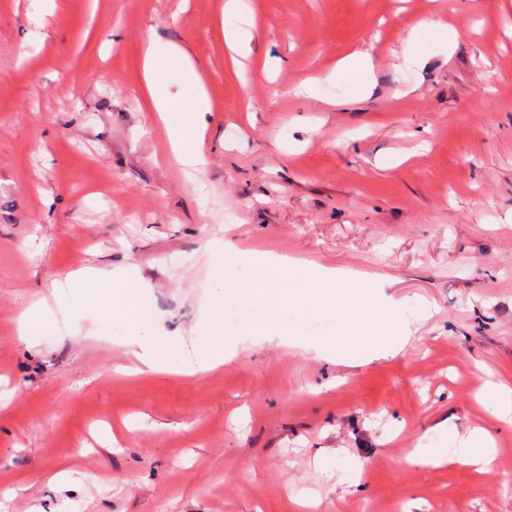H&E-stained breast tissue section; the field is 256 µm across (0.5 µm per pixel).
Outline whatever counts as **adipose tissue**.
Listing matches in <instances>:
<instances>
[{
    "mask_svg": "<svg viewBox=\"0 0 512 512\" xmlns=\"http://www.w3.org/2000/svg\"><path fill=\"white\" fill-rule=\"evenodd\" d=\"M164 63H173L179 68L184 85V92L179 97H171L154 79L155 69ZM144 71L151 109L162 119L175 154L184 165H202L204 158L200 151V138L207 127L209 102L194 61L179 46L154 39L144 53ZM74 277L81 283L89 280L106 282L109 297L119 298L123 315L142 335L140 349L134 354L140 372L163 371L167 362L166 344L161 337L154 335L156 316L142 303L141 287L130 274L113 275L84 268L76 271ZM496 458V443L481 428L472 429L460 448L454 451L418 448L410 456L411 462L416 464L437 466L450 462L472 466L481 472L488 471Z\"/></svg>",
    "mask_w": 512,
    "mask_h": 512,
    "instance_id": "1",
    "label": "adipose tissue"
}]
</instances>
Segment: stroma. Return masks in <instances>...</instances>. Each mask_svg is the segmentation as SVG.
<instances>
[{"label": "stroma", "mask_w": 512, "mask_h": 512, "mask_svg": "<svg viewBox=\"0 0 512 512\" xmlns=\"http://www.w3.org/2000/svg\"><path fill=\"white\" fill-rule=\"evenodd\" d=\"M225 3L0 0V512H512V427L477 400L512 390V0H244L237 61ZM432 13L455 46L411 39ZM156 36L209 100L190 176L146 102ZM358 50L365 98L331 77ZM220 239L358 273L408 344L347 364L292 314L295 343L237 330L181 374ZM85 267L132 271L171 372L123 374L125 317L53 286ZM473 427L491 471L408 463ZM50 324L38 313L35 306L25 310L19 318L18 336L30 342L35 336H42L49 330Z\"/></svg>", "instance_id": "obj_1"}]
</instances>
